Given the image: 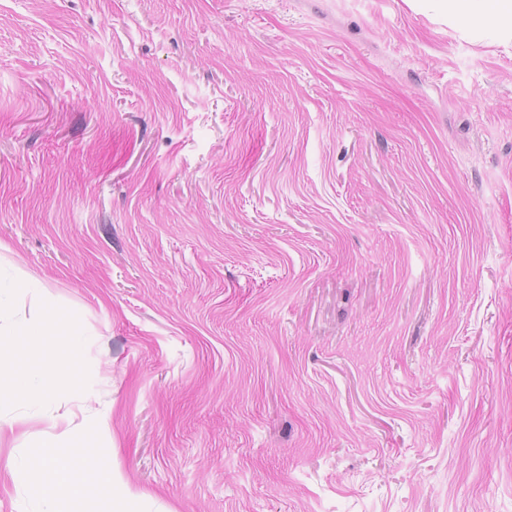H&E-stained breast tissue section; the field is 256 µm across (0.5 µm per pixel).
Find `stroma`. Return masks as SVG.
Here are the masks:
<instances>
[{"label":"stroma","instance_id":"1","mask_svg":"<svg viewBox=\"0 0 512 512\" xmlns=\"http://www.w3.org/2000/svg\"><path fill=\"white\" fill-rule=\"evenodd\" d=\"M1 279L0 380L80 392L0 410V512L89 432L129 493L59 512H512V33L0 0Z\"/></svg>","mask_w":512,"mask_h":512}]
</instances>
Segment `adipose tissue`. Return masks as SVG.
Here are the masks:
<instances>
[{"instance_id":"1","label":"adipose tissue","mask_w":512,"mask_h":512,"mask_svg":"<svg viewBox=\"0 0 512 512\" xmlns=\"http://www.w3.org/2000/svg\"><path fill=\"white\" fill-rule=\"evenodd\" d=\"M29 480L40 498L49 504L65 493L108 500L120 490L118 478L101 464L89 443L74 444L68 456L35 466Z\"/></svg>"}]
</instances>
